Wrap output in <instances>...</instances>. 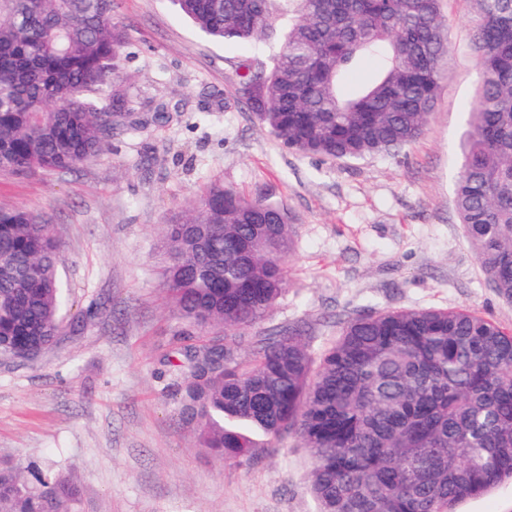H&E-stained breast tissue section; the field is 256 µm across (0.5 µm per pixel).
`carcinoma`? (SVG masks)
I'll list each match as a JSON object with an SVG mask.
<instances>
[{
  "label": "carcinoma",
  "instance_id": "1",
  "mask_svg": "<svg viewBox=\"0 0 512 512\" xmlns=\"http://www.w3.org/2000/svg\"><path fill=\"white\" fill-rule=\"evenodd\" d=\"M204 33L261 39L294 15L248 103L286 149L320 160L396 153L432 112L449 42L440 0H178ZM480 83L455 198L488 284L512 299V0H473ZM114 0H0V172L67 169L112 130L163 126L167 104L126 119L124 33ZM380 60L346 96L344 73ZM112 87L111 103L96 94ZM279 205L210 185L163 225L160 277L189 330L176 336L179 414L201 446L240 464L295 436L312 459L319 512H457L512 479V332L457 309L360 315L314 356L288 329L259 336L285 291L291 251ZM60 246L51 225L0 209V353L32 358L62 333ZM220 325L224 333L206 329ZM77 487L0 464V512H69Z\"/></svg>",
  "mask_w": 512,
  "mask_h": 512
}]
</instances>
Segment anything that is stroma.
I'll list each match as a JSON object with an SVG mask.
<instances>
[{
	"label": "stroma",
	"instance_id": "35a3bbf8",
	"mask_svg": "<svg viewBox=\"0 0 512 512\" xmlns=\"http://www.w3.org/2000/svg\"><path fill=\"white\" fill-rule=\"evenodd\" d=\"M450 48L423 133L398 154L320 161L282 149L242 77L288 30L217 41L176 0H115L130 109L163 102L162 127L122 129L64 170L0 173V208L48 216L59 241L63 334L31 360L0 354V463L75 481L72 512H317L296 438L228 465L178 412L162 359L184 323L156 274L158 234L213 183L280 205L292 228L285 293L250 335L299 325L321 352L357 315L465 308L512 330L460 222L459 144L479 85L473 0H441Z\"/></svg>",
	"mask_w": 512,
	"mask_h": 512
}]
</instances>
